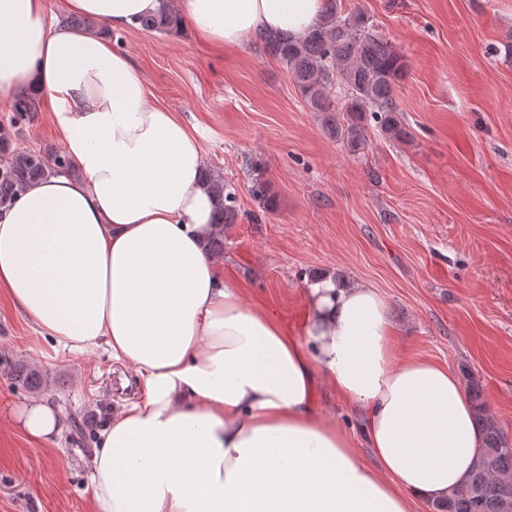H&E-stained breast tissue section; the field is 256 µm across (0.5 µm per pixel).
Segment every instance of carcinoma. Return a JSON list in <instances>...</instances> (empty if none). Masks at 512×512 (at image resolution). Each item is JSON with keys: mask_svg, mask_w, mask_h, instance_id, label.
Instances as JSON below:
<instances>
[{"mask_svg": "<svg viewBox=\"0 0 512 512\" xmlns=\"http://www.w3.org/2000/svg\"><path fill=\"white\" fill-rule=\"evenodd\" d=\"M327 2L323 20L303 36L259 35L263 51L286 66L309 111L317 113L329 137L349 150L361 148L372 126L392 141L409 140L411 133L395 97L404 71L402 54L363 11L343 10L341 0ZM138 25L147 31L169 33L177 28V18L166 2L159 13ZM35 111L36 99L17 98L12 103L13 124L29 120ZM0 154L6 156L0 164V209L42 178L72 170L64 152L47 154L14 147L9 133L1 128ZM204 176L221 206L223 224L236 223L239 206L233 184L209 167ZM0 364L8 367L15 388L40 394L50 386L48 374L28 359L1 352ZM468 393L483 447L469 479L451 489L446 498L433 502V512H512V439L490 413L481 385L471 376Z\"/></svg>", "mask_w": 512, "mask_h": 512, "instance_id": "cac0c4a2", "label": "carcinoma"}]
</instances>
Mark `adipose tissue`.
<instances>
[{
	"instance_id": "adipose-tissue-1",
	"label": "adipose tissue",
	"mask_w": 512,
	"mask_h": 512,
	"mask_svg": "<svg viewBox=\"0 0 512 512\" xmlns=\"http://www.w3.org/2000/svg\"><path fill=\"white\" fill-rule=\"evenodd\" d=\"M173 6L221 48L304 35L325 0ZM161 8L61 0L101 22L89 31L53 21L46 0H0V103L48 98L75 167L0 210V287L56 348L105 349L141 384L98 434L96 512H412L446 497L482 446L473 409L448 366L398 357L381 294L312 281L298 339L207 252L219 216L197 133L109 37ZM322 383L361 410L374 464L320 415ZM10 426L46 444L65 429L42 398Z\"/></svg>"
}]
</instances>
